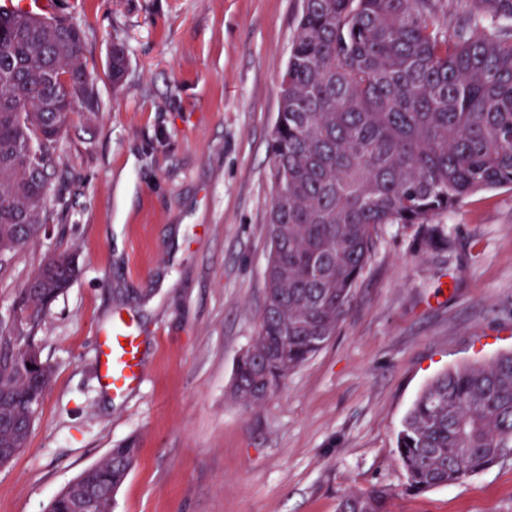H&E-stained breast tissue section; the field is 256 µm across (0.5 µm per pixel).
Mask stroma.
Segmentation results:
<instances>
[{"mask_svg":"<svg viewBox=\"0 0 512 512\" xmlns=\"http://www.w3.org/2000/svg\"><path fill=\"white\" fill-rule=\"evenodd\" d=\"M57 4L82 32L98 107L57 143L46 231L0 268L5 320L46 259L78 264L38 334L54 379L0 468V512H45L129 440L139 456L113 512H337L380 486L390 512H512V456L408 495L396 451L434 377L512 351V189L385 226L335 336L246 407L232 379L264 304L271 143L302 0ZM119 315L138 328L143 382L115 396L97 347ZM107 68L113 85H121L128 69V56L124 44L114 43L112 45V58Z\"/></svg>","mask_w":512,"mask_h":512,"instance_id":"obj_1","label":"stroma"}]
</instances>
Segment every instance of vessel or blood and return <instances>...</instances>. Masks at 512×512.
<instances>
[{
	"label": "vessel or blood",
	"mask_w": 512,
	"mask_h": 512,
	"mask_svg": "<svg viewBox=\"0 0 512 512\" xmlns=\"http://www.w3.org/2000/svg\"><path fill=\"white\" fill-rule=\"evenodd\" d=\"M51 0H0V12L24 14L52 9ZM102 385L116 393L135 389L142 380L139 342L130 324L117 322L98 344Z\"/></svg>",
	"instance_id": "b4317fda"
}]
</instances>
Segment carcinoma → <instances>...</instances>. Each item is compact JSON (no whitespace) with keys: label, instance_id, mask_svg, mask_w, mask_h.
I'll list each match as a JSON object with an SVG mask.
<instances>
[{"label":"carcinoma","instance_id":"obj_1","mask_svg":"<svg viewBox=\"0 0 512 512\" xmlns=\"http://www.w3.org/2000/svg\"><path fill=\"white\" fill-rule=\"evenodd\" d=\"M488 16L466 29L440 20L441 0H304L280 89L267 220L266 313L238 358L232 391L257 407L315 356L346 318L387 224H425L469 195L512 187V0H465ZM0 14V256L34 241L55 153L76 107H94L77 25ZM124 44L108 72L119 86ZM28 100L30 111L17 109ZM77 274L72 256L44 263L15 304L25 317L0 344V466L28 445L54 368L31 377L25 348ZM512 449V352L438 376L397 435L405 492L461 483ZM125 442L50 502L76 512L78 491L112 512L136 462ZM392 492L352 493L338 512H390Z\"/></svg>","mask_w":512,"mask_h":512}]
</instances>
